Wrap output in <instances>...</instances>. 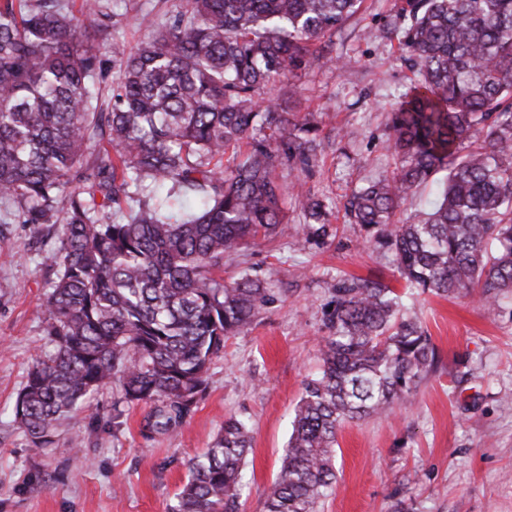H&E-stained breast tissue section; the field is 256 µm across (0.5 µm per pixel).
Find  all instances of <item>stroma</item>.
<instances>
[{
  "label": "stroma",
  "instance_id": "obj_1",
  "mask_svg": "<svg viewBox=\"0 0 512 512\" xmlns=\"http://www.w3.org/2000/svg\"><path fill=\"white\" fill-rule=\"evenodd\" d=\"M398 0H364L311 65L271 94L296 118L320 128L309 168L280 160L282 186L302 183L343 214L348 188L390 171L387 114L412 83L397 40L371 38L394 26ZM110 35L101 53L148 39L186 8L185 0H107ZM349 59L345 70L337 58ZM280 206L288 235L248 244L257 274L275 269L274 299L231 337L209 366V387L176 431L147 432L151 406L126 409L112 424L114 392L92 396L34 447L13 421L28 367L47 349L42 300L55 246L48 230L0 224V512H167L186 482L188 459L219 436L225 419L247 420L253 445L239 512H262L281 463L304 380L321 365L336 278L379 280L408 293L409 311L438 353L434 371L392 412L344 424L337 435L336 488L319 512H512V295L496 311L459 296L407 290L391 254L362 244L364 229L341 226L318 247L291 194Z\"/></svg>",
  "mask_w": 512,
  "mask_h": 512
}]
</instances>
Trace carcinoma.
Here are the masks:
<instances>
[{"label": "carcinoma", "instance_id": "cac0c4a2", "mask_svg": "<svg viewBox=\"0 0 512 512\" xmlns=\"http://www.w3.org/2000/svg\"><path fill=\"white\" fill-rule=\"evenodd\" d=\"M189 2L149 40L113 51L121 82L109 112L94 87L112 20L105 0L0 3V201L18 206L0 223L47 224L56 238L43 298L52 350L32 362L13 408L37 448L112 384V419L152 404L153 430L179 424L206 391L212 358L273 300L246 270L224 281V261L288 234L275 162L308 163L317 128L255 95L307 66L313 43L363 0ZM397 19L415 79L388 124L394 168L351 188L345 217L366 230L363 245L392 253L407 287L493 311L512 293V0H403ZM103 136L117 156L96 153ZM441 172L438 202L400 222ZM132 186L167 192L120 222L112 209ZM297 199L307 239L333 236L324 201L303 190ZM330 292L334 332L303 383L263 512H317L336 483L342 425L404 402L437 363L394 289L340 277ZM251 440L243 421L224 420L187 462L168 512H239Z\"/></svg>", "mask_w": 512, "mask_h": 512}]
</instances>
